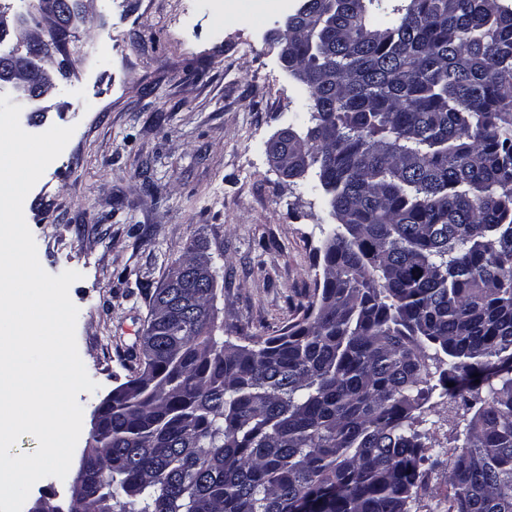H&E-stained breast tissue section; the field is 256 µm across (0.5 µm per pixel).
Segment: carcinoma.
Segmentation results:
<instances>
[{
  "label": "carcinoma",
  "mask_w": 512,
  "mask_h": 512,
  "mask_svg": "<svg viewBox=\"0 0 512 512\" xmlns=\"http://www.w3.org/2000/svg\"><path fill=\"white\" fill-rule=\"evenodd\" d=\"M404 2L381 29L310 0L285 31L306 122L275 145L335 219L322 275L238 343L200 255L171 268L78 512H411L431 413L463 440L448 512H512V0Z\"/></svg>",
  "instance_id": "1"
}]
</instances>
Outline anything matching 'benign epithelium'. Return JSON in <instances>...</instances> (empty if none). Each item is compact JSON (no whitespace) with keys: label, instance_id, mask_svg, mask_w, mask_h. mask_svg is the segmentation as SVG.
Returning <instances> with one entry per match:
<instances>
[{"label":"benign epithelium","instance_id":"benign-epithelium-1","mask_svg":"<svg viewBox=\"0 0 512 512\" xmlns=\"http://www.w3.org/2000/svg\"><path fill=\"white\" fill-rule=\"evenodd\" d=\"M86 0H30L27 14H15L9 4H0V41L14 36L11 48L0 55V90L11 89L17 99L30 104L46 97L61 79L70 76L68 68H46L59 50L56 33L72 30L83 13ZM83 486L77 477L70 485L68 508L54 503L56 494L44 492L29 503V512H42L41 506L51 504L53 512H73Z\"/></svg>","mask_w":512,"mask_h":512}]
</instances>
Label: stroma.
Instances as JSON below:
<instances>
[{
  "instance_id": "obj_1",
  "label": "stroma",
  "mask_w": 512,
  "mask_h": 512,
  "mask_svg": "<svg viewBox=\"0 0 512 512\" xmlns=\"http://www.w3.org/2000/svg\"><path fill=\"white\" fill-rule=\"evenodd\" d=\"M237 2L91 0L66 45L71 77L49 111L22 107L26 132L74 129L23 205L44 270L81 275L69 296L98 388L78 396L74 460L95 408L128 378L151 294L187 247L211 256L218 320L244 335L287 325L320 271L329 209L267 153L302 126L270 39L284 15L247 23Z\"/></svg>"
}]
</instances>
